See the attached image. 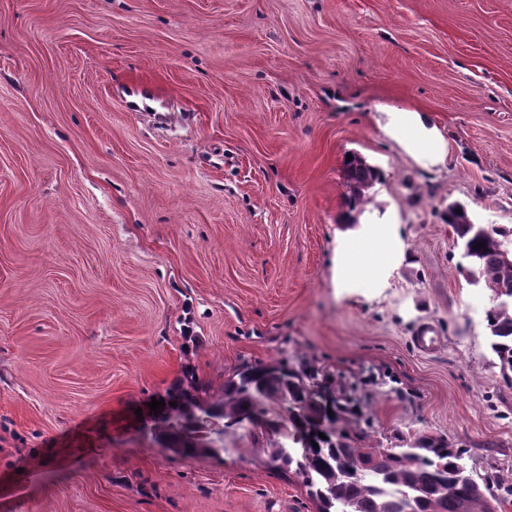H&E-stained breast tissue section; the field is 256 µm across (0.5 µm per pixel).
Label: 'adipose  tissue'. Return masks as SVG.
<instances>
[{"mask_svg":"<svg viewBox=\"0 0 512 512\" xmlns=\"http://www.w3.org/2000/svg\"><path fill=\"white\" fill-rule=\"evenodd\" d=\"M384 133L422 165H442L448 157L445 141L427 113L393 111L386 113ZM372 249L383 255L382 271L399 265L404 257L401 227L397 224H362L348 232L336 249L333 284L338 290L369 286L372 276L356 272L355 258Z\"/></svg>","mask_w":512,"mask_h":512,"instance_id":"adipose-tissue-1","label":"adipose tissue"}]
</instances>
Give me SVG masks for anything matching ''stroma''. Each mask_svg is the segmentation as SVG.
Segmentation results:
<instances>
[{"instance_id":"35a3bbf8","label":"stroma","mask_w":512,"mask_h":512,"mask_svg":"<svg viewBox=\"0 0 512 512\" xmlns=\"http://www.w3.org/2000/svg\"><path fill=\"white\" fill-rule=\"evenodd\" d=\"M136 83L187 125L125 111ZM394 108L429 114L445 166L384 134ZM350 152L383 173L359 223L400 224L407 257L341 295ZM451 203L512 225V0H0V512H315L248 430L180 457L135 415L185 368L217 390L302 356L397 378L378 430L446 434L512 484Z\"/></svg>"}]
</instances>
